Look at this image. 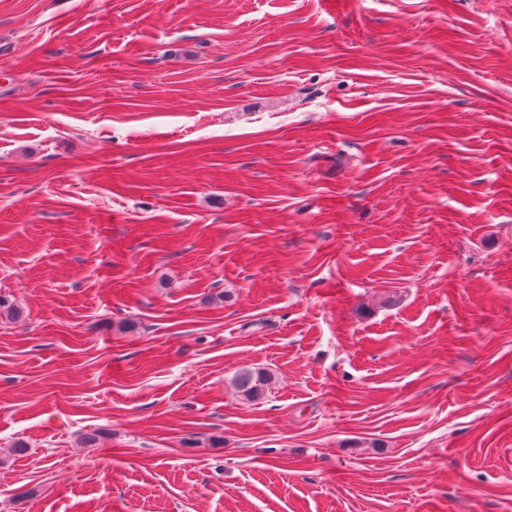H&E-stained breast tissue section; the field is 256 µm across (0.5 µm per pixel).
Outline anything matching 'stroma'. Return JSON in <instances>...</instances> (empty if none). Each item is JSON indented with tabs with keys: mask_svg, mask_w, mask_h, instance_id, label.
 Instances as JSON below:
<instances>
[{
	"mask_svg": "<svg viewBox=\"0 0 512 512\" xmlns=\"http://www.w3.org/2000/svg\"><path fill=\"white\" fill-rule=\"evenodd\" d=\"M0 295V512H512V0H0ZM269 371L250 368L241 369L234 378V385L239 396L247 401L257 399L272 382Z\"/></svg>",
	"mask_w": 512,
	"mask_h": 512,
	"instance_id": "1",
	"label": "stroma"
}]
</instances>
